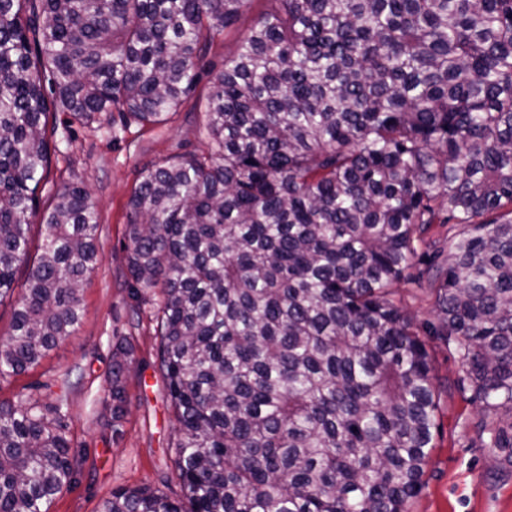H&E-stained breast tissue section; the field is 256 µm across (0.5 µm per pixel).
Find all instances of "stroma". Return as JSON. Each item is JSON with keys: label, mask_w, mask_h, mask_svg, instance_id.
I'll return each mask as SVG.
<instances>
[{"label": "stroma", "mask_w": 512, "mask_h": 512, "mask_svg": "<svg viewBox=\"0 0 512 512\" xmlns=\"http://www.w3.org/2000/svg\"><path fill=\"white\" fill-rule=\"evenodd\" d=\"M267 7L266 0H252L209 46L206 65L221 69ZM208 87V77H201L176 112L153 127L127 121L116 111L100 113L88 123L60 111L49 119L56 150L39 206L49 207L65 185L86 186L98 214L101 256L83 284V315L76 331L34 368L0 380L2 402L35 404L46 412L63 407L76 471L49 512H99L103 501L121 488L148 486L173 498L180 494L172 448L175 420L156 369L154 305L137 298L128 281L127 224L129 198L146 165L204 149L200 100ZM120 344L129 350L128 413L114 428L109 424V379L112 353ZM429 345L440 409L423 486L409 512H512V462L485 447L478 429L492 416L454 389L460 374L454 349L436 338Z\"/></svg>", "instance_id": "1"}]
</instances>
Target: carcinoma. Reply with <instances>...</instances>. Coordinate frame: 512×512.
<instances>
[{
	"instance_id": "cac0c4a2",
	"label": "carcinoma",
	"mask_w": 512,
	"mask_h": 512,
	"mask_svg": "<svg viewBox=\"0 0 512 512\" xmlns=\"http://www.w3.org/2000/svg\"><path fill=\"white\" fill-rule=\"evenodd\" d=\"M252 2L0 0V301L46 229L0 379L75 331L100 261L85 186L37 212L49 114L163 123ZM270 2L211 75L215 151L146 166L129 200L181 496L120 489L100 512H408L440 401L427 335L467 400L512 413V0ZM411 279L438 324L401 306ZM53 413L0 402V512H48L72 483ZM479 429L512 455V422Z\"/></svg>"
}]
</instances>
